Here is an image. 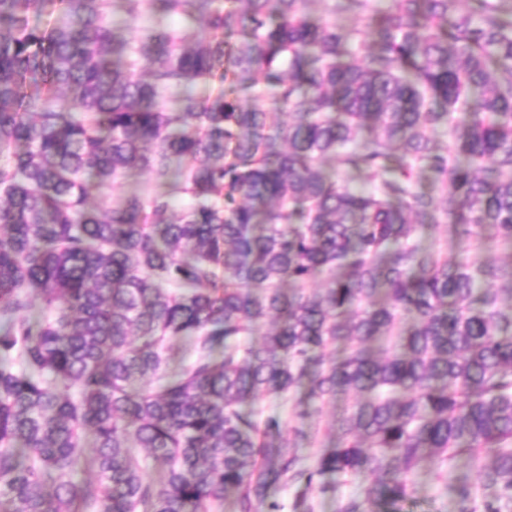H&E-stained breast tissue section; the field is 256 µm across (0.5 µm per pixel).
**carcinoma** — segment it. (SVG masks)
Returning a JSON list of instances; mask_svg holds the SVG:
<instances>
[{"label": "carcinoma", "instance_id": "carcinoma-1", "mask_svg": "<svg viewBox=\"0 0 512 512\" xmlns=\"http://www.w3.org/2000/svg\"><path fill=\"white\" fill-rule=\"evenodd\" d=\"M309 2L0 0V512H368L461 454L512 500V0ZM351 402L350 396L343 395L336 400L335 404L325 407L321 416L312 414L304 419H300L296 426L309 434L315 430L319 419L331 421L334 417L337 418L346 410ZM329 481L336 485L335 492L314 494V512H339L343 504L351 497L359 496L361 482L342 475L333 474Z\"/></svg>", "mask_w": 512, "mask_h": 512}]
</instances>
